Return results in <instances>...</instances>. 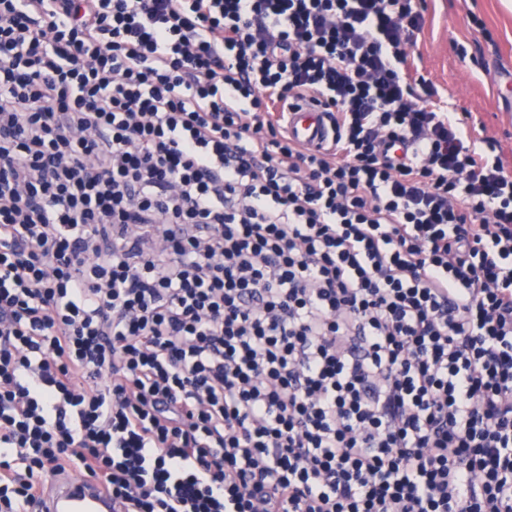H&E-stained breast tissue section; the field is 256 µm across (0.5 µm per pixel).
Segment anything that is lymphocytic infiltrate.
<instances>
[{"instance_id": "1", "label": "lymphocytic infiltrate", "mask_w": 512, "mask_h": 512, "mask_svg": "<svg viewBox=\"0 0 512 512\" xmlns=\"http://www.w3.org/2000/svg\"><path fill=\"white\" fill-rule=\"evenodd\" d=\"M420 27L0 0L8 512L75 470L122 512H512V170L418 91ZM324 109L315 103H300L285 112L288 138L310 148L323 146L332 138Z\"/></svg>"}]
</instances>
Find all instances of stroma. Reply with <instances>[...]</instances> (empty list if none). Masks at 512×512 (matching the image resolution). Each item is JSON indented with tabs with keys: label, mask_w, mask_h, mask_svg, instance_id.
I'll list each match as a JSON object with an SVG mask.
<instances>
[{
	"label": "stroma",
	"mask_w": 512,
	"mask_h": 512,
	"mask_svg": "<svg viewBox=\"0 0 512 512\" xmlns=\"http://www.w3.org/2000/svg\"><path fill=\"white\" fill-rule=\"evenodd\" d=\"M408 68L471 114L512 169V10L502 0H423Z\"/></svg>",
	"instance_id": "stroma-1"
}]
</instances>
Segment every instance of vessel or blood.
I'll return each mask as SVG.
<instances>
[{
    "label": "vessel or blood",
    "instance_id": "vessel-or-blood-1",
    "mask_svg": "<svg viewBox=\"0 0 512 512\" xmlns=\"http://www.w3.org/2000/svg\"><path fill=\"white\" fill-rule=\"evenodd\" d=\"M289 138L311 148L323 146L332 129L322 106L301 103L285 114ZM42 512H112V501L92 478H58L46 488Z\"/></svg>",
    "mask_w": 512,
    "mask_h": 512
}]
</instances>
